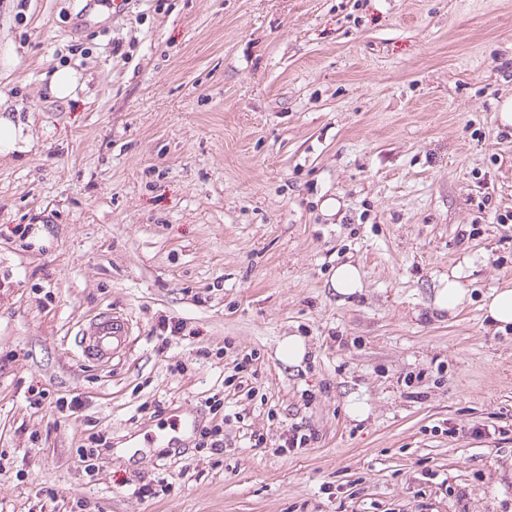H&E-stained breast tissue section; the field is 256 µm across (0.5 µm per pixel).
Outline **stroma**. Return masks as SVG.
I'll list each match as a JSON object with an SVG mask.
<instances>
[{"instance_id":"obj_1","label":"stroma","mask_w":512,"mask_h":512,"mask_svg":"<svg viewBox=\"0 0 512 512\" xmlns=\"http://www.w3.org/2000/svg\"><path fill=\"white\" fill-rule=\"evenodd\" d=\"M506 94L512 0H0V100L39 142L0 158V512H512V326L481 309L512 284ZM445 275L469 300L435 317ZM112 308L132 348L99 365L76 336ZM216 393L223 453L120 456ZM80 75L72 69H57L51 74L49 92L57 100L75 97ZM331 285L340 296L354 295L361 290L359 270L352 263L339 265L331 278Z\"/></svg>"}]
</instances>
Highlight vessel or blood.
Wrapping results in <instances>:
<instances>
[{
  "mask_svg": "<svg viewBox=\"0 0 512 512\" xmlns=\"http://www.w3.org/2000/svg\"><path fill=\"white\" fill-rule=\"evenodd\" d=\"M131 323L128 315L120 310L97 315L83 329L79 340L83 356L99 364L110 363L123 356L129 349ZM200 426L195 414H187L178 423V435L172 436L160 431L151 437L155 448H178L184 446L187 438L193 437Z\"/></svg>",
  "mask_w": 512,
  "mask_h": 512,
  "instance_id": "vessel-or-blood-1",
  "label": "vessel or blood"
}]
</instances>
